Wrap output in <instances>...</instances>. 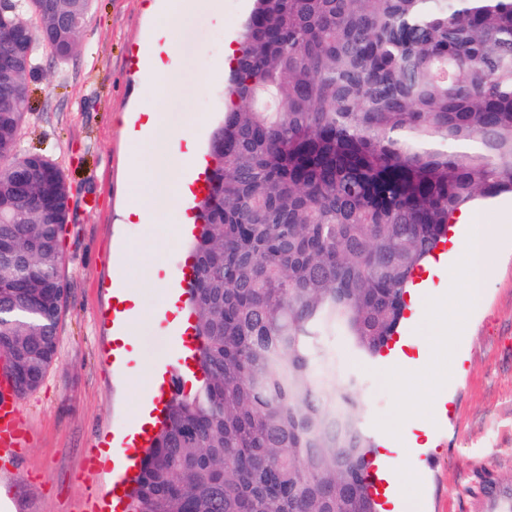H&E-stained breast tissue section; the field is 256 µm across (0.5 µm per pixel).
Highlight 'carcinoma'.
<instances>
[{
    "label": "carcinoma",
    "mask_w": 512,
    "mask_h": 512,
    "mask_svg": "<svg viewBox=\"0 0 512 512\" xmlns=\"http://www.w3.org/2000/svg\"><path fill=\"white\" fill-rule=\"evenodd\" d=\"M91 0H0V356L13 390L57 359L70 185L23 153L38 45ZM212 135L188 304L201 384L178 389L125 512H379L358 384L455 215L512 194V0H255Z\"/></svg>",
    "instance_id": "cac0c4a2"
}]
</instances>
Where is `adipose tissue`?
Returning <instances> with one entry per match:
<instances>
[{"instance_id": "adipose-tissue-1", "label": "adipose tissue", "mask_w": 512, "mask_h": 512, "mask_svg": "<svg viewBox=\"0 0 512 512\" xmlns=\"http://www.w3.org/2000/svg\"><path fill=\"white\" fill-rule=\"evenodd\" d=\"M151 138L134 142L136 164L130 184L131 206L136 214L164 211L175 225H183L181 205L182 175L191 164L189 130L174 131L164 126L159 114H152ZM458 223L474 226L475 233L464 242H453L457 258L456 276L465 287L460 297L438 301L436 308L442 322L453 321L458 301L477 306L483 297V276L495 260V241L488 225L477 223L475 215L462 213Z\"/></svg>"}]
</instances>
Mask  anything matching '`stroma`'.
<instances>
[{
    "instance_id": "obj_1",
    "label": "stroma",
    "mask_w": 512,
    "mask_h": 512,
    "mask_svg": "<svg viewBox=\"0 0 512 512\" xmlns=\"http://www.w3.org/2000/svg\"><path fill=\"white\" fill-rule=\"evenodd\" d=\"M253 6L254 0H196L167 36L175 88L163 98L146 93L125 62L143 28L154 26L161 0H93L78 56L63 62L38 47L20 147L61 162L72 186L62 266L68 298L57 360L20 400L25 442L0 456V490L8 497L0 512H110L112 464L101 461L100 450L134 423L145 370L175 351L155 312L176 285L175 264L189 255L167 215L151 214L145 224L130 218L127 130L134 112H160L171 127L191 126L195 153H206L227 106V73L206 71L205 64L223 56L227 34L240 33ZM123 273L140 284L142 314L130 329L134 351L121 377L112 371L110 311L112 280ZM483 291L481 307L449 329L446 346L429 349L404 394L384 380L378 361L357 355L343 337L320 339L340 375L358 379L360 420L377 441L400 410L417 407L428 419L426 433L395 453L420 475L421 512H479L468 491L473 470L512 481V236ZM437 376L447 385L444 432L431 423ZM416 442L426 444L433 467L410 455Z\"/></svg>"
}]
</instances>
